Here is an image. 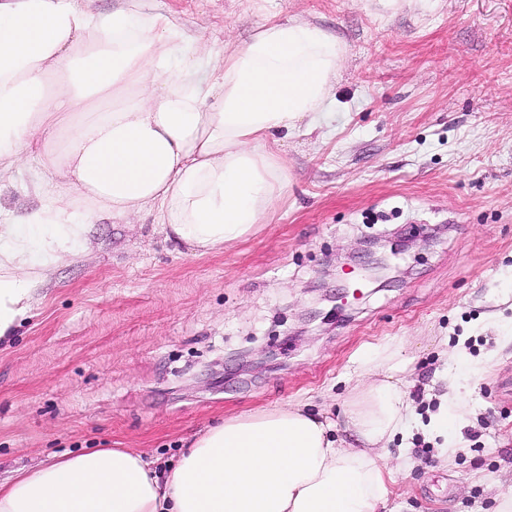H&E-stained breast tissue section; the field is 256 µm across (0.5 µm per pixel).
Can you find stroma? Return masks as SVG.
<instances>
[{"label":"stroma","mask_w":512,"mask_h":512,"mask_svg":"<svg viewBox=\"0 0 512 512\" xmlns=\"http://www.w3.org/2000/svg\"><path fill=\"white\" fill-rule=\"evenodd\" d=\"M212 52L267 19L319 25L347 47L319 128L280 150L288 186L268 225L195 256L150 219L96 224L0 345V481L81 447L158 464L229 414L307 400L340 408L368 345L403 342L409 391L435 349L465 345L466 446L449 468L414 453L397 512H489L512 491V343L480 325L512 318V0H139ZM29 163L0 191L22 214L45 194ZM416 237L394 282L336 310L358 240ZM496 351L481 377L475 361Z\"/></svg>","instance_id":"35a3bbf8"}]
</instances>
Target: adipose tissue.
I'll use <instances>...</instances> for the list:
<instances>
[{
    "label": "adipose tissue",
    "instance_id": "ef3b65f1",
    "mask_svg": "<svg viewBox=\"0 0 512 512\" xmlns=\"http://www.w3.org/2000/svg\"><path fill=\"white\" fill-rule=\"evenodd\" d=\"M346 46L297 20L267 21L207 54L169 15L124 0H0V185L37 158L40 209L0 221V343L91 223L153 216L195 255L255 233L283 193L278 149L312 134ZM439 407L419 423L401 345L366 347L341 420L291 401L225 417L166 468L127 448H86L16 470L0 512H391L412 468L386 450L421 429L442 460L462 452L467 389L440 351Z\"/></svg>",
    "mask_w": 512,
    "mask_h": 512
}]
</instances>
